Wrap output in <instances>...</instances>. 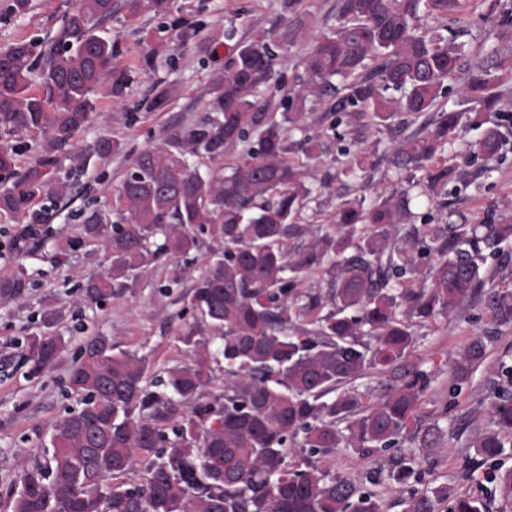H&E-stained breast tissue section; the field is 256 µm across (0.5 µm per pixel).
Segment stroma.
Masks as SVG:
<instances>
[{
    "mask_svg": "<svg viewBox=\"0 0 512 512\" xmlns=\"http://www.w3.org/2000/svg\"><path fill=\"white\" fill-rule=\"evenodd\" d=\"M205 2L203 20L205 34L224 37L222 58H229L237 41L249 38L259 30L278 29L289 14L283 0H176L187 14H194L198 2ZM67 8V0H32L31 10L6 22H0V48L35 34H42ZM159 18L150 14L130 21L113 20L108 30L119 39L123 60L136 62L145 36L155 34ZM465 56L462 73L475 70L486 58L499 54L502 42L495 31L474 27L463 37ZM210 68L204 61L198 43L188 42L172 50L170 57L158 60L151 72H138L129 89L128 110H114L92 121L78 134L79 144L88 146L97 139L110 137L121 142L122 154L108 158H92L79 181L71 185L65 205L51 234L25 254L15 253L10 245L15 220L0 215V279L25 276L33 286L18 299L0 300V359L18 354L26 338L41 329V316L50 303H60L79 293L87 280L101 274L107 261L94 244L72 252L68 264L54 266L50 257L65 248L78 235V214L88 195L100 201L111 200L137 153L150 146L171 125L188 124L206 115L211 97L207 91ZM170 87L173 95L161 112L139 110L137 104L149 97L156 84ZM393 137L389 134L367 135L358 140L347 135L345 141L329 140V149L317 169L318 175L331 180L311 196L301 213L305 224L327 223L338 203L362 194H372L384 185L388 153ZM368 148L375 161L364 178L351 182L338 172L359 148ZM505 157L492 162L489 172L479 174L463 168L462 176L469 187L453 197L452 208L478 222L487 207L501 209L512 206V141L504 148ZM204 243L201 251L172 259L142 275L133 292L113 299L106 308L72 310L54 330L67 341V350L58 367L41 380L31 381L23 371L0 375V512H9L7 492L23 467L43 458L44 442L52 428L70 411L80 406L78 397L66 390V375L78 348L86 337L100 333L111 336L118 349L143 355L151 363L152 373L172 367L186 359L180 337L189 330L209 335L199 315L184 310L182 296L190 283L174 281L173 270L189 267L192 274L205 269L204 252L212 250ZM490 317L480 298L470 297L449 317L440 318L419 328V337L411 354L412 363L435 372L436 377L418 411L420 424L440 423L441 445L421 458L422 487L445 486L457 494L475 492L484 482L487 464L473 463V449L468 443L475 432L489 429V411L496 401L490 387L501 360H512V326L501 328L485 361L470 382L458 393L449 391L450 362L473 336L489 328ZM401 455L400 449L389 448L373 454L351 449L340 451L331 460L336 473L359 482L372 471L389 470Z\"/></svg>",
    "mask_w": 512,
    "mask_h": 512,
    "instance_id": "35a3bbf8",
    "label": "stroma"
}]
</instances>
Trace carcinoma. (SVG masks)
I'll return each mask as SVG.
<instances>
[{
	"instance_id": "carcinoma-1",
	"label": "carcinoma",
	"mask_w": 512,
	"mask_h": 512,
	"mask_svg": "<svg viewBox=\"0 0 512 512\" xmlns=\"http://www.w3.org/2000/svg\"><path fill=\"white\" fill-rule=\"evenodd\" d=\"M468 0H338L339 24L308 38L303 72L274 105L259 87L269 80L274 47L305 38L296 20L278 32L259 31L235 44L229 64L207 39L213 63L208 91L212 114L174 127L133 159L112 204L88 212L83 237L70 249L95 243L105 254V275L89 280L73 305L109 304L134 288L151 266L196 251L209 240L224 245L191 278L186 308L220 334L218 347L191 330L181 337L188 362L149 376L144 356L115 352L112 337L88 338L68 371L69 388L83 407L55 424L51 451L24 468L9 492L11 512H387L386 501L333 472L328 461L341 448L374 453L405 448L388 471L389 485L421 482L417 448H435L441 429L413 425L434 376L410 363L417 328L454 313L471 294L484 293L493 328L471 339L450 367L451 387L468 383L488 356L496 328L512 325V291L486 287L488 256L512 262V211L491 208L472 224H416L409 207L418 189L425 202L448 211V186L460 168L488 171L502 149L512 112L497 92L500 61L485 60L469 75L458 107L445 109L444 82L461 70L464 46L452 38L426 37L418 21L438 15L461 21ZM121 11L133 19L153 13L169 32L142 48L138 70H152L171 43L198 37L201 25L174 0H77L53 34L18 40L0 49V130L40 137L34 161L17 165L19 145H0V212L19 215L15 246L24 250L50 232L71 175L93 157L122 153L102 137L83 147L77 134L94 114L123 105L134 69L121 61L118 39L105 24ZM480 19L499 29L512 56V13ZM173 90L163 86L142 102L164 110ZM341 124L379 134L408 114L422 127L394 143L390 164L425 171L409 186L375 190L370 201L336 207L332 223H300L313 193L311 170L294 163L298 151L311 160L326 142L297 141L320 106ZM483 129L462 163L437 162L462 129ZM246 145L245 157L201 171L196 159L218 160ZM370 166L358 153L340 175L351 179ZM317 271L322 292L304 286ZM22 276L0 279V299L20 298ZM62 318L54 306L42 315L21 360L39 379L56 367L66 347L52 331ZM306 320V326L296 322ZM224 363V391L202 397L212 365ZM378 380L369 398L358 381ZM499 401L492 428L469 447L482 462L498 460L512 436V363L501 361L494 382ZM300 457L296 466L288 458ZM141 470L143 477L126 480ZM485 492L453 495L443 487L415 490L404 512H487L488 499H512V469H493Z\"/></svg>"
}]
</instances>
